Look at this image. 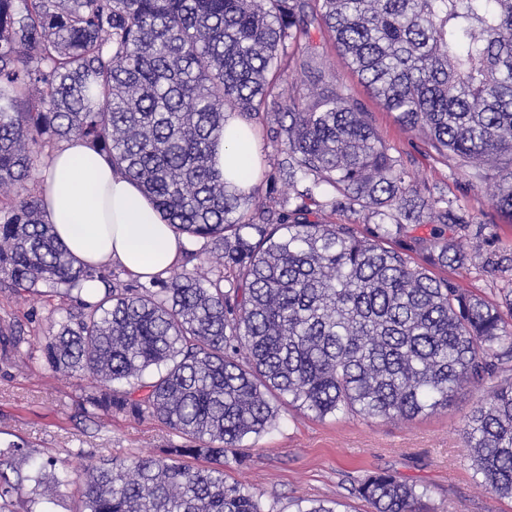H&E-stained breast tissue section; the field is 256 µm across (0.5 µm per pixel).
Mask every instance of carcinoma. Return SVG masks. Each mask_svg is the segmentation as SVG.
<instances>
[{"label": "carcinoma", "instance_id": "cac0c4a2", "mask_svg": "<svg viewBox=\"0 0 512 512\" xmlns=\"http://www.w3.org/2000/svg\"><path fill=\"white\" fill-rule=\"evenodd\" d=\"M316 33L441 157L478 179L512 166V0H0V286L69 301L42 353L76 377L87 413L151 416L189 441L90 464L80 512H280L224 480L278 404L410 420L512 372V279L493 305L431 271L477 257L512 272V255L488 249V225L416 184L351 96L290 95L268 111L288 61L305 68L296 51L326 49ZM228 114L267 127L288 193L274 178L248 192L224 181L213 156ZM72 139L206 242L186 252L192 268L128 288L56 241L42 188L26 182L45 149ZM492 206L512 219V170ZM425 211L428 237L415 234ZM337 213L347 223L328 221ZM93 278L104 292L87 300ZM23 342L14 330L0 351L22 359ZM465 439L484 490L512 497L511 377L478 399ZM44 484L26 443L0 449V512L39 502ZM353 484L372 512H430L426 489L389 472Z\"/></svg>", "mask_w": 512, "mask_h": 512}]
</instances>
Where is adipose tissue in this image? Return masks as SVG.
Returning <instances> with one entry per match:
<instances>
[{
    "label": "adipose tissue",
    "mask_w": 512,
    "mask_h": 512,
    "mask_svg": "<svg viewBox=\"0 0 512 512\" xmlns=\"http://www.w3.org/2000/svg\"><path fill=\"white\" fill-rule=\"evenodd\" d=\"M259 156L253 131L228 118L216 151L225 179L244 189L256 185ZM43 187L55 234L80 263L96 269L117 265L143 281L165 277L179 264L184 237L135 183L86 145L72 141L56 150Z\"/></svg>",
    "instance_id": "1"
}]
</instances>
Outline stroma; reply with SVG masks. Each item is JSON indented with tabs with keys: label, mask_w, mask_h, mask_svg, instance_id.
<instances>
[{
	"label": "stroma",
	"mask_w": 512,
	"mask_h": 512,
	"mask_svg": "<svg viewBox=\"0 0 512 512\" xmlns=\"http://www.w3.org/2000/svg\"><path fill=\"white\" fill-rule=\"evenodd\" d=\"M310 66L328 72L330 88L351 95L369 112L413 180L442 188L461 211L494 225V250L512 255V220L491 204L497 177L472 179L468 170L438 155L424 136L404 130L369 96L337 51L328 50ZM62 316L56 300L45 294L21 298L0 290V327L22 328L29 352L22 366L0 354V445L22 441L36 461H56L59 483L39 503L40 512H76L79 476L88 462L153 455L183 442L149 417L116 413L97 419L83 413L76 379L54 372L42 358L48 324ZM489 390L486 382L466 386L448 409L409 422L360 415L321 419L284 405L268 431L244 440L245 461L226 464L224 477L276 502L279 512H294L300 498L339 500L349 512H370L353 492V478L364 471H390L428 488L434 512H512V498L486 493L466 458V419Z\"/></svg>",
	"instance_id": "1"
}]
</instances>
